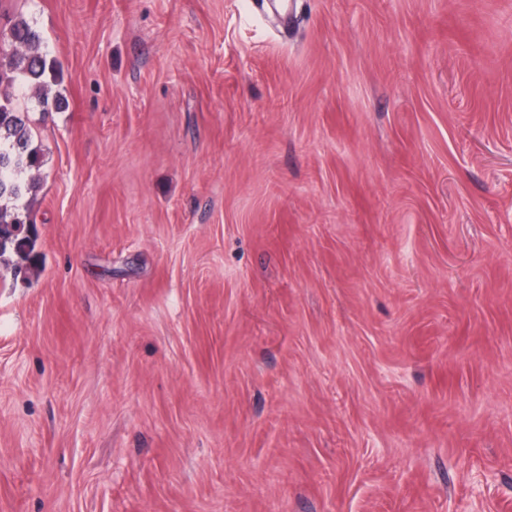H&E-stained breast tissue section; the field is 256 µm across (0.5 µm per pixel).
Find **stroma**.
<instances>
[{
  "mask_svg": "<svg viewBox=\"0 0 512 512\" xmlns=\"http://www.w3.org/2000/svg\"><path fill=\"white\" fill-rule=\"evenodd\" d=\"M17 14L0 512H512V0ZM58 78L56 59L40 32L27 19H15L3 45L0 41V85L35 86L41 91L42 111L53 112L60 108V101L50 98L48 88ZM10 94L0 98V263L15 273L27 268L35 242L28 233L34 224L30 202L40 188L33 173L41 165L40 149L33 146L32 130ZM21 228L18 233L10 229Z\"/></svg>",
  "mask_w": 512,
  "mask_h": 512,
  "instance_id": "obj_1",
  "label": "stroma"
}]
</instances>
